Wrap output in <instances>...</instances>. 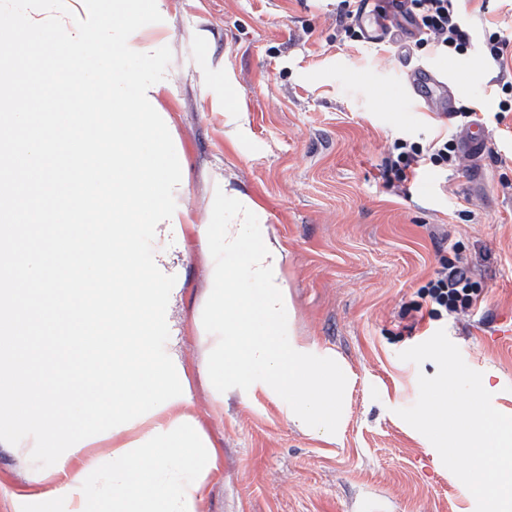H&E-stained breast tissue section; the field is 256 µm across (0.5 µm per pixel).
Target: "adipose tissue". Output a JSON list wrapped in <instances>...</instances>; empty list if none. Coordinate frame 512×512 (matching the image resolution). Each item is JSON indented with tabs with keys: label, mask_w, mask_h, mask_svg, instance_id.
I'll list each match as a JSON object with an SVG mask.
<instances>
[{
	"label": "adipose tissue",
	"mask_w": 512,
	"mask_h": 512,
	"mask_svg": "<svg viewBox=\"0 0 512 512\" xmlns=\"http://www.w3.org/2000/svg\"><path fill=\"white\" fill-rule=\"evenodd\" d=\"M224 223L202 230L208 250L202 332L211 344L204 364L212 410H224V378L278 401L288 421L325 440L336 435V373L289 341L290 300L282 247L272 241L255 203L232 189L222 192ZM68 456L63 471L44 480L33 512H204L218 452L199 427L191 402L170 404L105 440Z\"/></svg>",
	"instance_id": "1"
}]
</instances>
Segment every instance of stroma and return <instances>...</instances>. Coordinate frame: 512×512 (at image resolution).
Wrapping results in <instances>:
<instances>
[{
	"mask_svg": "<svg viewBox=\"0 0 512 512\" xmlns=\"http://www.w3.org/2000/svg\"><path fill=\"white\" fill-rule=\"evenodd\" d=\"M347 0H161L162 22L141 29L173 58L157 99L183 158L174 198L187 218L153 242L175 257L184 294L168 328L190 379L202 429L219 454L206 512H475V499L397 411L418 397L428 361L401 351L445 330L480 371L493 406L512 414V112L481 46L460 58L455 104L473 109L488 136L480 170L467 159L429 166L402 182L385 173L398 137H457L440 112L395 99L398 46L342 38ZM475 37L512 32V0H467ZM232 88L233 111L224 109ZM250 197L284 248L295 340L336 362L334 442L287 421L263 394L232 378L224 411L198 369L210 346L195 318L209 265L198 233L216 223L215 190ZM467 263L480 288L468 312L434 320L416 312L421 288L448 258ZM43 488L29 457L0 447V512Z\"/></svg>",
	"mask_w": 512,
	"mask_h": 512,
	"instance_id": "35a3bbf8",
	"label": "stroma"
}]
</instances>
